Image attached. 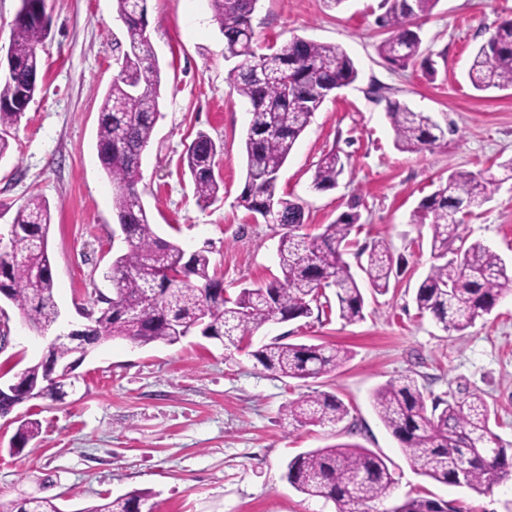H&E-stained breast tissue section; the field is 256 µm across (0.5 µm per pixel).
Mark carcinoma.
Here are the masks:
<instances>
[{"label":"carcinoma","instance_id":"cac0c4a2","mask_svg":"<svg viewBox=\"0 0 512 512\" xmlns=\"http://www.w3.org/2000/svg\"><path fill=\"white\" fill-rule=\"evenodd\" d=\"M123 23L122 67L106 90L97 131V157L114 186L113 208L124 234L126 251L110 268L113 296L81 328L72 346H51L47 356L62 363L57 379L47 378L45 361L14 374L15 388L0 402V415L36 396L60 401L72 386L69 361L83 360L100 343L124 339L139 346L175 344L192 334L197 314L205 317L202 335L225 346H239L270 322H286L312 313L323 290L334 289L338 316L348 324L364 318L365 297L345 255L359 220L345 212L316 235L299 233L303 207L276 193L278 174L310 118L332 90L353 83L354 61L339 45L295 38L271 54L254 48L252 0H211L213 17L224 37V55L236 62L232 75L238 94L248 103L251 120L244 142L245 187L239 206L267 224L288 228L278 247L281 277L243 287L235 297L224 296V283L210 270L205 250L189 255L174 241L156 235L142 202V153L151 140L159 115L162 70L147 33V0H114ZM439 0H384L381 26L387 37L380 54L393 66L404 67L421 55V38L412 20L430 13ZM52 18L46 0H22L9 45L14 70L0 79V157L19 126L37 90L39 47L48 38ZM468 78L474 89H512V19L501 21L474 54ZM387 117L395 145L404 152L433 148L445 131L429 115L390 101ZM221 152L207 133L199 132L186 148L184 163L193 180L197 201L207 205L219 198L215 160ZM502 179L451 171L438 189L424 197L417 223L431 227V252L440 263L430 268L414 293L417 309L444 331L463 334L512 294V266L480 242L455 246L462 240L461 215L483 206L491 187L512 180V158L498 164ZM344 163L326 153L313 176V188L336 187ZM51 224L49 202L29 197L16 211L8 242L0 247V296L10 301L41 331L56 324L59 311L47 251ZM367 256L360 269L372 290L385 294L401 259L378 240L356 253ZM267 370L282 378L308 379L328 374L349 360L347 350L323 344H294L279 338L253 352ZM383 424L399 441L411 466L443 484L487 490L512 471V443L493 430L486 399L474 394L430 397L412 377L391 380L372 395ZM283 416L291 425L334 427L349 416L336 394L322 392L288 402ZM40 423H20L16 439L25 446L38 437ZM286 478L298 492L336 504V512H371L394 484L388 460L358 444L337 443L302 452L289 460ZM148 494L140 491L86 507L82 512H141ZM437 501L410 497L393 512H438ZM13 512H61L48 497L18 502Z\"/></svg>","mask_w":512,"mask_h":512}]
</instances>
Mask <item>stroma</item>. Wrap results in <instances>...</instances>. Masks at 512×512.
Masks as SVG:
<instances>
[{
	"mask_svg": "<svg viewBox=\"0 0 512 512\" xmlns=\"http://www.w3.org/2000/svg\"><path fill=\"white\" fill-rule=\"evenodd\" d=\"M47 7L52 25L39 50V89L0 158V234H8L29 196L48 200L57 325L65 328L83 324L82 310H98L102 297L112 296L109 267L125 248L96 149L122 25L113 0H47ZM383 11L381 0H344L334 9L324 0H258L252 15L259 52L299 37L340 45L358 69L357 80L313 114L280 171L278 193L303 205L310 234L356 204L355 247L385 240L401 256L402 271L386 294H367L364 320L347 324L323 307L266 324L251 348L283 336L348 349L350 360L320 378L293 380L264 369L251 349L201 336L174 345L106 342L77 368L76 393L34 399L0 418V512L28 497H52L61 512H82L135 490L149 492L152 512H335L332 502L296 491L285 472L297 454L342 442L393 462L396 482L381 503L385 510L424 496L457 512H512V478L476 491L417 474L372 404L379 386L412 375L435 398L461 389L484 397L497 411L498 434L512 442V296L462 335L420 315L414 290L434 259L429 225L412 221L449 171L489 174L512 158V89L478 91L466 77L478 47L512 17V0H439L417 17L427 67L415 61L396 68L380 56ZM148 31L164 80L161 115L141 160V199L158 236L189 253L209 248L232 297L279 275L284 233L237 203L250 115L209 0H148ZM390 99L431 115L446 128L445 139L419 153L397 149L386 116ZM200 131L223 146L215 173L224 193L208 207L197 204L181 161ZM334 147L344 152V173L336 188L314 190L316 166ZM462 235L512 261V180L465 217ZM1 324L8 327L0 346L6 381L37 363L49 339L6 300ZM320 391L345 402L346 422L289 426L283 405ZM25 419L38 420L41 433L16 453L14 436Z\"/></svg>",
	"mask_w": 512,
	"mask_h": 512,
	"instance_id": "stroma-1",
	"label": "stroma"
}]
</instances>
